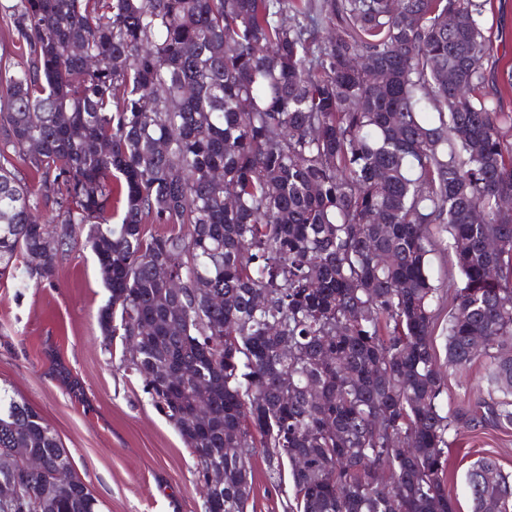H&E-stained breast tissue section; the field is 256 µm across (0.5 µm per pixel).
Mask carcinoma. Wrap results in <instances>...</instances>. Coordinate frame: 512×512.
<instances>
[{"label": "carcinoma", "mask_w": 512, "mask_h": 512, "mask_svg": "<svg viewBox=\"0 0 512 512\" xmlns=\"http://www.w3.org/2000/svg\"><path fill=\"white\" fill-rule=\"evenodd\" d=\"M485 2L0 0V279L53 282L88 227L102 335L122 336L198 476L223 470L206 512H245L256 448L288 467L296 512H455L434 224L460 273L448 367L487 358L506 398L485 416L512 425V112L475 95ZM146 217L173 229L149 235ZM14 448L44 470H10ZM70 460L0 392V479L18 488L0 512H100L77 477L53 486ZM465 483L474 512H512L493 461Z\"/></svg>", "instance_id": "1"}]
</instances>
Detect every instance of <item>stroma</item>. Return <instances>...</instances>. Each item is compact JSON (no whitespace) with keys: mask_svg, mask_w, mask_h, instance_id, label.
<instances>
[{"mask_svg":"<svg viewBox=\"0 0 512 512\" xmlns=\"http://www.w3.org/2000/svg\"><path fill=\"white\" fill-rule=\"evenodd\" d=\"M490 43L487 73L502 85L499 105L512 112V0H487L482 17ZM430 268L441 297L432 336L447 365L449 291L459 271L448 233L434 225ZM79 242L60 254L52 283L27 288L0 280V389L36 410L74 459L75 474L100 503V512H205L195 459L175 427L153 406L142 379L121 362V337L105 342L98 325L109 292L95 256ZM484 360L449 373L442 407L457 429L448 450L447 488L457 512H472L464 476L487 458L512 475V427L475 417L476 406L499 400ZM253 485L247 512H289V473L269 467L263 451L251 459Z\"/></svg>","mask_w":512,"mask_h":512,"instance_id":"35a3bbf8","label":"stroma"}]
</instances>
